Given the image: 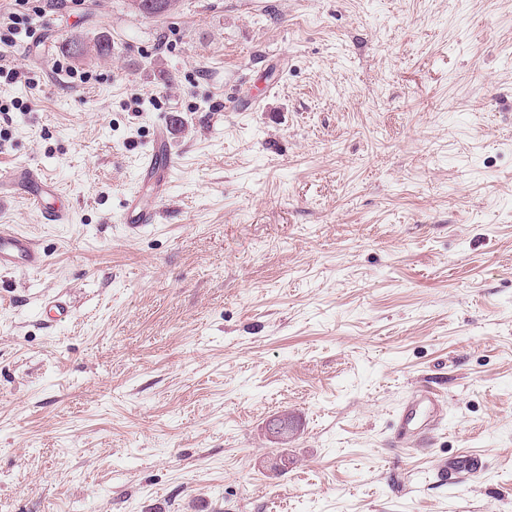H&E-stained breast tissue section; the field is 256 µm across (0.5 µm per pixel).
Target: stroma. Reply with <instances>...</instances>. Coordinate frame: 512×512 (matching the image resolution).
<instances>
[{"label":"stroma","instance_id":"1","mask_svg":"<svg viewBox=\"0 0 512 512\" xmlns=\"http://www.w3.org/2000/svg\"><path fill=\"white\" fill-rule=\"evenodd\" d=\"M14 10L0 174L37 164L71 221L0 202L46 254L0 272V512H512V0ZM419 387L443 419L395 447ZM461 453L480 481L441 480ZM142 166L141 174L153 197H161L167 189L172 167V150L166 128L156 130L153 150L147 154ZM158 210L147 204L139 193L123 200L120 219L129 235H139L148 225L158 220ZM41 307L45 310L48 322L54 325H61L70 320L72 311L69 303L61 296L45 298Z\"/></svg>","mask_w":512,"mask_h":512}]
</instances>
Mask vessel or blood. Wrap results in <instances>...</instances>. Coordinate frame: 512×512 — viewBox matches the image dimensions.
I'll return each instance as SVG.
<instances>
[{
  "label": "vessel or blood",
  "mask_w": 512,
  "mask_h": 512,
  "mask_svg": "<svg viewBox=\"0 0 512 512\" xmlns=\"http://www.w3.org/2000/svg\"><path fill=\"white\" fill-rule=\"evenodd\" d=\"M172 167V150L166 128L155 133L154 147L143 161L141 173L150 187L153 197H161L168 186ZM18 188L26 193L29 202L38 208L52 224L68 221L70 210L65 206H50L46 200L58 192L56 182L30 164L13 167L0 177V199L10 189ZM158 210L147 204L140 194L126 197L121 207L120 219L128 234L139 235L148 225L158 220ZM44 251L35 239L15 230L12 225H0V271H36L45 264ZM50 323L63 324L70 320L72 311L62 297L52 296L42 302ZM443 417V402L439 395L419 388L411 393L398 416L395 431L396 442L409 448L424 447L436 425ZM485 468L481 457L476 455L454 456L442 461L440 470L453 481L477 478Z\"/></svg>",
  "instance_id": "1"
}]
</instances>
